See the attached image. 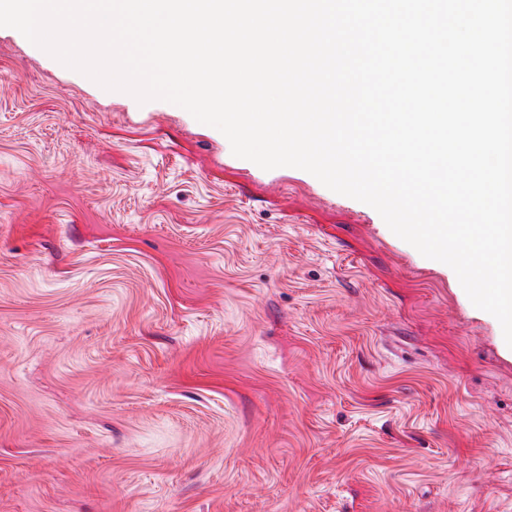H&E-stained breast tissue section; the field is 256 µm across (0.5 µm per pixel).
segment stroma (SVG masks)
<instances>
[{
  "label": "stroma",
  "mask_w": 512,
  "mask_h": 512,
  "mask_svg": "<svg viewBox=\"0 0 512 512\" xmlns=\"http://www.w3.org/2000/svg\"><path fill=\"white\" fill-rule=\"evenodd\" d=\"M0 512H512V347L369 205L0 27Z\"/></svg>",
  "instance_id": "stroma-1"
}]
</instances>
